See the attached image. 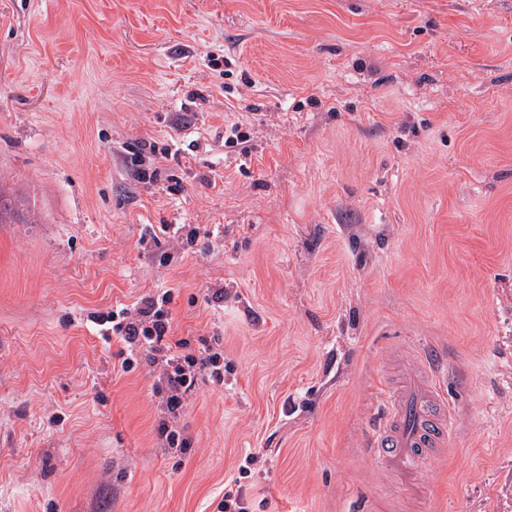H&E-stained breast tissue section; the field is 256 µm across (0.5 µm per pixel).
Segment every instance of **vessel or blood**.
Returning <instances> with one entry per match:
<instances>
[{
  "mask_svg": "<svg viewBox=\"0 0 512 512\" xmlns=\"http://www.w3.org/2000/svg\"><path fill=\"white\" fill-rule=\"evenodd\" d=\"M386 398L368 451L379 467L409 481L445 447L450 413L436 389L416 373Z\"/></svg>",
  "mask_w": 512,
  "mask_h": 512,
  "instance_id": "vessel-or-blood-1",
  "label": "vessel or blood"
}]
</instances>
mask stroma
I'll list each match as a JSON object with an SVG mask.
<instances>
[{
	"instance_id": "1",
	"label": "stroma",
	"mask_w": 512,
	"mask_h": 512,
	"mask_svg": "<svg viewBox=\"0 0 512 512\" xmlns=\"http://www.w3.org/2000/svg\"><path fill=\"white\" fill-rule=\"evenodd\" d=\"M0 186V512H219L244 465L251 512H512V0H0ZM163 289L176 354L223 339L175 418L90 320ZM425 346L409 491L365 441Z\"/></svg>"
}]
</instances>
